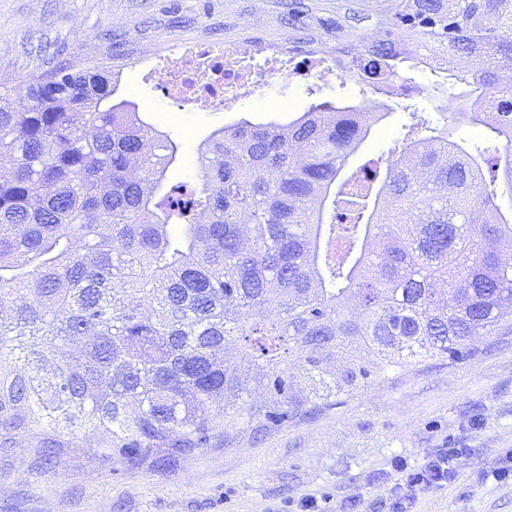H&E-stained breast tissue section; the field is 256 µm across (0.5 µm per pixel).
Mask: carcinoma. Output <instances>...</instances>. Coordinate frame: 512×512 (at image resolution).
I'll use <instances>...</instances> for the list:
<instances>
[{
	"label": "carcinoma",
	"mask_w": 512,
	"mask_h": 512,
	"mask_svg": "<svg viewBox=\"0 0 512 512\" xmlns=\"http://www.w3.org/2000/svg\"><path fill=\"white\" fill-rule=\"evenodd\" d=\"M507 30L512 0H396L379 35L308 50L376 92L405 69L465 85L444 124L417 119L351 172L379 101L242 118L211 132L199 180L166 186L178 146L116 96L112 66L1 85L0 447L66 448L88 428L159 466L512 326Z\"/></svg>",
	"instance_id": "carcinoma-1"
}]
</instances>
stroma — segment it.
Masks as SVG:
<instances>
[{
    "instance_id": "35a3bbf8",
    "label": "stroma",
    "mask_w": 512,
    "mask_h": 512,
    "mask_svg": "<svg viewBox=\"0 0 512 512\" xmlns=\"http://www.w3.org/2000/svg\"><path fill=\"white\" fill-rule=\"evenodd\" d=\"M285 0H0V83L24 91L29 78L65 64L112 65L119 96H132L142 119L179 146L172 182L199 177L197 149L209 134L246 118L288 122L310 103L362 98L346 80L312 78L282 87L268 77L257 97L232 111L178 108L148 75L146 51L163 56L220 42L262 51L274 45L303 60L311 48L375 35L390 0H304L299 25L284 21ZM435 76L412 74L413 93L389 103L377 131L351 159L359 166L402 138L411 111L440 115L425 95ZM93 432L73 447L44 449L19 441L0 447V512H297L315 501L336 512L358 499L363 512H388L400 479L397 463L420 466L440 448H459L457 474L447 486L420 492L413 512H512V332L481 336L456 364L426 361L386 371L371 387L329 413L288 424L258 442L205 448L156 468H127L97 447Z\"/></svg>"
}]
</instances>
